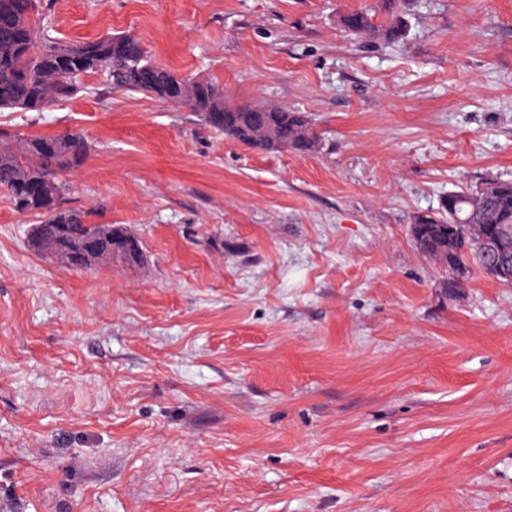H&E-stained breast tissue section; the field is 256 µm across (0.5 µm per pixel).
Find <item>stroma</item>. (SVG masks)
Instances as JSON below:
<instances>
[{
	"label": "stroma",
	"mask_w": 512,
	"mask_h": 512,
	"mask_svg": "<svg viewBox=\"0 0 512 512\" xmlns=\"http://www.w3.org/2000/svg\"><path fill=\"white\" fill-rule=\"evenodd\" d=\"M45 0L234 104L307 113L260 151L90 80L0 132L84 134L66 204L144 266L71 270L0 191V512H512V285L464 293L410 226L512 178V0ZM379 12L352 11L342 16L341 24L354 35L363 38H382L389 42L404 40L409 32L407 12L401 2L382 0ZM379 14L381 17H379Z\"/></svg>",
	"instance_id": "stroma-1"
}]
</instances>
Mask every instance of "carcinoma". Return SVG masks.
I'll use <instances>...</instances> for the list:
<instances>
[{"mask_svg": "<svg viewBox=\"0 0 512 512\" xmlns=\"http://www.w3.org/2000/svg\"><path fill=\"white\" fill-rule=\"evenodd\" d=\"M382 2L377 12L343 15L341 24L359 37L404 40L409 20L403 0ZM40 5L41 0H0V111L41 112L88 90L86 79L98 76L114 89L197 112L210 128L255 149L304 155L317 151L319 137L306 113L270 104H229L224 90L206 81L193 80L188 96L174 97L171 90L181 74L157 65L137 37L107 32L86 41L57 39L38 31ZM87 154V141L77 130L0 141V190L18 212L41 217L36 229L51 247L68 249L110 228L88 222L89 211L62 206L67 189L62 174L81 167ZM41 182L48 185L46 193L27 192L28 184ZM414 223L435 264L446 267L450 253L477 261L476 232L512 226V180L490 179L450 191L436 211L417 216Z\"/></svg>", "mask_w": 512, "mask_h": 512, "instance_id": "cac0c4a2", "label": "carcinoma"}]
</instances>
